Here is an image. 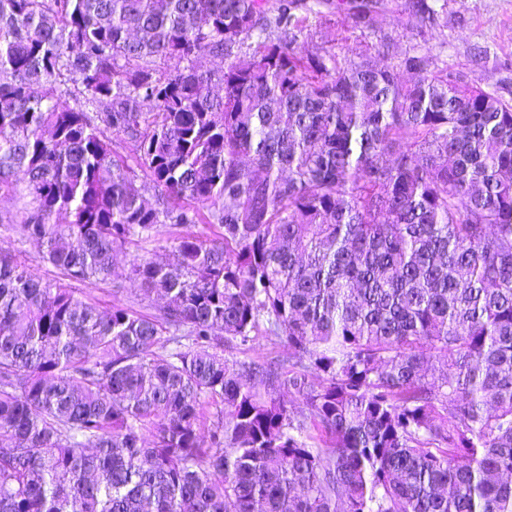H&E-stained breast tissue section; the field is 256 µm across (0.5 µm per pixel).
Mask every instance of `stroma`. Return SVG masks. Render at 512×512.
I'll return each mask as SVG.
<instances>
[{
	"mask_svg": "<svg viewBox=\"0 0 512 512\" xmlns=\"http://www.w3.org/2000/svg\"><path fill=\"white\" fill-rule=\"evenodd\" d=\"M440 9L433 26L416 28L408 22L409 0H389L388 9L375 28L355 27L347 12L333 11L310 16L309 47L321 45L323 33H331L340 57L356 59L365 49H376L380 41H390L397 52L431 50L439 60L462 70L469 84L498 90L512 98V0H438ZM489 51V59L478 56ZM85 300L100 310L116 301L151 313L149 302L139 301L137 286L127 281L115 287L112 281L83 285Z\"/></svg>",
	"mask_w": 512,
	"mask_h": 512,
	"instance_id": "stroma-1",
	"label": "stroma"
}]
</instances>
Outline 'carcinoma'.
Wrapping results in <instances>:
<instances>
[{"mask_svg": "<svg viewBox=\"0 0 512 512\" xmlns=\"http://www.w3.org/2000/svg\"><path fill=\"white\" fill-rule=\"evenodd\" d=\"M332 7L383 0H0V196L59 274L0 256V512H512V100L306 52ZM124 279L155 313L76 288ZM169 229L168 227L161 226L159 228V233L157 235V239L154 243L151 244H127L122 249L114 252L113 262L116 266L122 268L127 267L130 259L136 254H144L146 251H149V256L155 258L156 260H164L171 254V241L168 240L169 237ZM284 352V347L278 341L263 336H259L251 348L233 351L234 356L239 360H259L283 355Z\"/></svg>", "mask_w": 512, "mask_h": 512, "instance_id": "obj_1", "label": "carcinoma"}]
</instances>
